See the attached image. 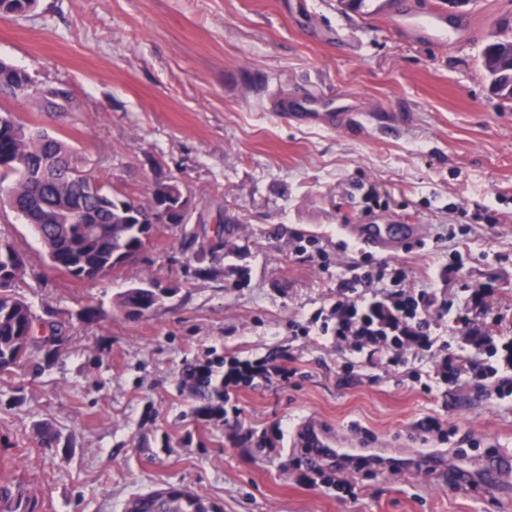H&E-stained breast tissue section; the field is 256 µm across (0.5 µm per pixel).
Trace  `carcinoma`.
Listing matches in <instances>:
<instances>
[{"mask_svg": "<svg viewBox=\"0 0 512 512\" xmlns=\"http://www.w3.org/2000/svg\"><path fill=\"white\" fill-rule=\"evenodd\" d=\"M31 0H0V14L22 16ZM480 66L503 108L512 105V35L493 37L483 48ZM29 73L0 61V89L18 98H30L44 110L57 108L43 103ZM87 160L70 141L54 132L27 123L0 108V196L31 225L45 255L57 270L80 281L116 275L150 243L163 207L174 224H184L192 199L176 176H163L151 184L149 198L141 202L107 183L93 189L83 179ZM79 210L85 224H72L69 213ZM21 255L8 239L0 238V374L12 373L31 362L35 354L58 351L68 337L52 321L41 320L18 297L26 284V262L14 266L10 254ZM154 281L119 292L116 304L128 316H142L160 306L166 292ZM138 512H213L197 496L171 487L163 494L133 499ZM0 512H37V498L25 485L0 481Z\"/></svg>", "mask_w": 512, "mask_h": 512, "instance_id": "cac0c4a2", "label": "carcinoma"}]
</instances>
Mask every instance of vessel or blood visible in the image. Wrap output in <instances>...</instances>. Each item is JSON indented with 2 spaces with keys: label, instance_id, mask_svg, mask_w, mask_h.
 I'll use <instances>...</instances> for the list:
<instances>
[{
  "label": "vessel or blood",
  "instance_id": "obj_1",
  "mask_svg": "<svg viewBox=\"0 0 512 512\" xmlns=\"http://www.w3.org/2000/svg\"><path fill=\"white\" fill-rule=\"evenodd\" d=\"M375 11L383 12L385 21L403 34L410 43L419 47L454 46L461 43L469 28V18L463 14H450L444 0L421 8L412 0H377ZM277 109L283 119L304 122L316 126L345 128L354 122L360 111L358 102L339 98L331 103L322 102L315 94L302 95L282 100ZM337 231L344 241L380 253L392 254L400 244L383 235L377 224H341ZM297 434L311 433L318 447L332 456L356 454L354 443L308 419L296 428ZM424 461L431 470L439 471L442 482L451 485L464 484L469 474L465 469L449 471L446 455L434 452L425 455Z\"/></svg>",
  "mask_w": 512,
  "mask_h": 512
}]
</instances>
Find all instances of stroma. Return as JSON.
<instances>
[{"mask_svg": "<svg viewBox=\"0 0 512 512\" xmlns=\"http://www.w3.org/2000/svg\"><path fill=\"white\" fill-rule=\"evenodd\" d=\"M304 2L38 0L0 18V58L73 97L38 112L0 93V107L67 137L95 179L143 200L157 175H175L195 203L120 276L93 281L54 270L0 205V237L26 257L21 298L68 337L50 362L0 374V480L25 483L38 512H127L168 486L214 512H512V487L443 486L408 461L434 449L421 426L441 413L471 472L488 453L512 456V401L492 380L427 394L393 368L359 366L318 329L291 332L335 301L354 261L403 266L440 301L487 286L485 305L512 323V109L479 65L512 0H470L466 42L435 51L338 0ZM305 90L360 98V123L278 118L275 99ZM340 224H416L427 240L388 257L349 251ZM147 278L176 296L125 317L117 293ZM265 355L298 374L242 386L239 424L212 418L223 397L183 382L197 361L218 380L226 360ZM309 418L408 464L363 471L350 492L311 486L292 448L258 446L274 425L290 433Z\"/></svg>", "mask_w": 512, "mask_h": 512, "instance_id": "35a3bbf8", "label": "stroma"}]
</instances>
